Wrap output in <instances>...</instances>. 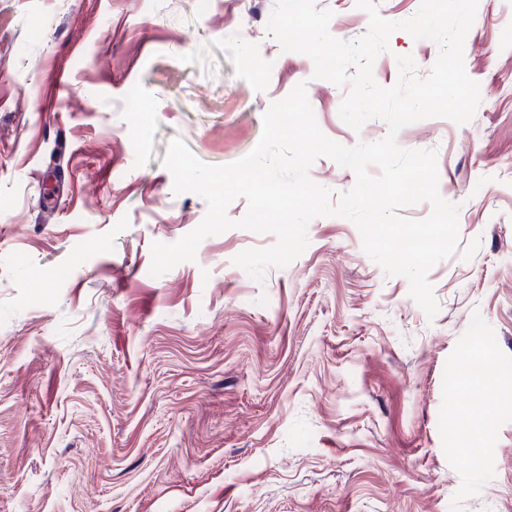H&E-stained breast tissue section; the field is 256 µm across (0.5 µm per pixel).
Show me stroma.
Masks as SVG:
<instances>
[{
  "mask_svg": "<svg viewBox=\"0 0 512 512\" xmlns=\"http://www.w3.org/2000/svg\"><path fill=\"white\" fill-rule=\"evenodd\" d=\"M274 2L0 0V512H512V0L465 39L474 118L397 135L459 206L434 318L339 216L261 283L233 259L276 238L240 228L150 272L207 213L172 139L235 162L302 82L332 141L387 134L282 52ZM316 5L339 40L368 29L356 0ZM408 54L424 77L439 48L394 32L376 82ZM466 413L489 425L463 448Z\"/></svg>",
  "mask_w": 512,
  "mask_h": 512,
  "instance_id": "1",
  "label": "stroma"
}]
</instances>
